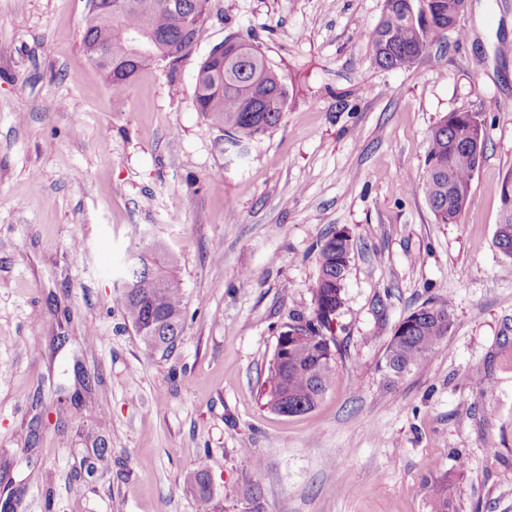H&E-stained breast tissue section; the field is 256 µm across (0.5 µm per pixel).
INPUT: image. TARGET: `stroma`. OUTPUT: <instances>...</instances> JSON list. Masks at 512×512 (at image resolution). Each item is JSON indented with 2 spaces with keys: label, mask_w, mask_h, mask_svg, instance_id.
I'll list each match as a JSON object with an SVG mask.
<instances>
[{
  "label": "stroma",
  "mask_w": 512,
  "mask_h": 512,
  "mask_svg": "<svg viewBox=\"0 0 512 512\" xmlns=\"http://www.w3.org/2000/svg\"><path fill=\"white\" fill-rule=\"evenodd\" d=\"M384 0H210L176 76L113 98L82 45L90 0H0V512H512V0H471L408 70L366 33ZM250 31L290 87L273 130L231 147L196 111L199 63ZM483 60L476 68L475 60ZM469 111L486 146L436 223L432 127ZM353 248L333 382L310 412L264 407L281 327L313 313L319 246ZM178 258L186 318L147 347L122 311L129 254ZM453 324L384 388L398 323ZM206 459L209 490L189 476Z\"/></svg>",
  "instance_id": "stroma-1"
}]
</instances>
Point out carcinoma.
<instances>
[{
    "label": "carcinoma",
    "mask_w": 512,
    "mask_h": 512,
    "mask_svg": "<svg viewBox=\"0 0 512 512\" xmlns=\"http://www.w3.org/2000/svg\"><path fill=\"white\" fill-rule=\"evenodd\" d=\"M115 0H93L82 37L84 49L97 47L112 59L129 60V66L107 68L96 61L112 94L127 93L136 74L156 64L163 48L173 53L165 65L175 75L189 58L198 33L209 18V0H128L116 13ZM419 10L414 0H385L382 17L367 38L377 63L386 69L406 70L417 63L429 46L445 36L448 22L462 0H423ZM139 34L134 45L130 33ZM196 109L227 141L239 146L276 127L287 105L284 75L272 67L250 34L228 35L200 63L195 77ZM478 113L447 114L432 129L425 158L422 190L439 224H455L465 209L478 163L470 149L471 125ZM320 271L314 288L313 315L297 317L279 336H299L297 357H284L275 350L267 378L260 391L264 406L274 412L288 409L292 415L311 411L330 387L336 371L339 343L329 334L334 315L344 304L345 278L337 271L338 260L351 253V239L333 233L320 244ZM177 255L155 243L133 254L127 263L122 305L127 321L149 347L174 346L185 320V296L177 275ZM452 316L448 302L433 299L403 318L384 353L385 385L424 364L448 336ZM433 512H448L444 479L426 484Z\"/></svg>",
    "instance_id": "1"
}]
</instances>
